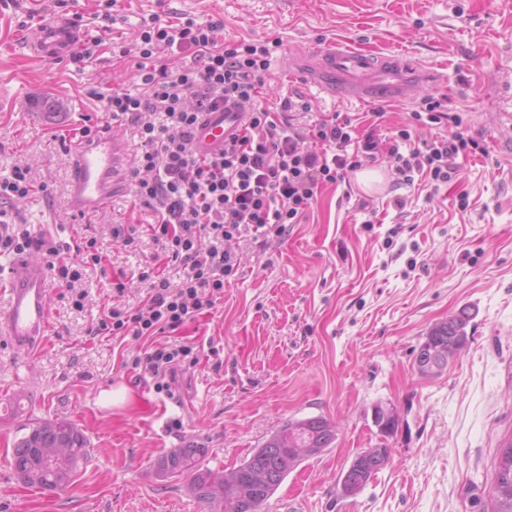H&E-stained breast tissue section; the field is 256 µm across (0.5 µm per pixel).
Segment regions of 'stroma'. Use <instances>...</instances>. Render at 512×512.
Returning <instances> with one entry per match:
<instances>
[{"instance_id":"1","label":"stroma","mask_w":512,"mask_h":512,"mask_svg":"<svg viewBox=\"0 0 512 512\" xmlns=\"http://www.w3.org/2000/svg\"><path fill=\"white\" fill-rule=\"evenodd\" d=\"M111 37L134 45L142 18L222 21L225 41L281 39L269 71L268 102L302 95L319 113L365 129L411 126L415 103H343L310 90L289 56L351 42L378 55L400 53L436 74L421 92L441 100V124L463 125L489 156L458 157L451 181L416 176L397 185L358 174L322 188L306 220L285 237L240 246L241 264L212 314L174 332L195 343L197 367L178 374L172 396L130 369L145 341L95 335L112 304L113 277L138 306V273L160 250L145 227L151 212L132 185L106 214L74 219L73 157L60 136L84 123L130 136L103 99L127 88L133 58L109 47L79 65L46 62L25 47L32 24L87 15L96 0H0V175L27 165L43 191L15 204L11 220L54 241L95 237L110 258L88 268L75 309L51 284L53 323L42 344L17 351L0 341V512H217L193 497L188 476L157 474L169 450L205 448L202 467L232 469L291 419L322 417L335 442L292 471L262 512H492L489 495L501 448L512 440V0H120ZM136 227L135 241L112 227ZM469 308L468 342L444 372L424 377L415 357L435 323ZM123 389L114 404L106 393ZM399 427L383 437L376 407ZM64 417L89 442L90 457L66 488L23 485L11 465L28 426ZM387 445L386 466L356 495L340 473L363 449Z\"/></svg>"}]
</instances>
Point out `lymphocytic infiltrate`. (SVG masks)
Here are the masks:
<instances>
[{
  "instance_id": "1",
  "label": "lymphocytic infiltrate",
  "mask_w": 512,
  "mask_h": 512,
  "mask_svg": "<svg viewBox=\"0 0 512 512\" xmlns=\"http://www.w3.org/2000/svg\"><path fill=\"white\" fill-rule=\"evenodd\" d=\"M221 22L187 17L161 23L142 20L135 47L110 45L113 56L134 57L135 87L113 92L105 109L130 120L135 153L129 177L136 200L153 213V240L161 245L138 275L144 288L140 308L121 303L126 285L114 282L116 303L104 311L97 332L147 340L132 369L150 371L156 393L170 394L177 371L195 368L197 346L159 342L224 297V283L240 266V243L282 236L306 218L320 188L344 181L361 168L386 164L397 182L415 174L441 184L451 180L452 162L468 154L487 155L486 146L464 129L414 145L410 129L382 138L375 129L358 132L350 120L313 115L305 99L261 102L279 41L227 43ZM189 53L190 62L172 66L158 53ZM235 103L247 115L243 133L231 136L221 154L199 159L190 137L202 113ZM37 190L27 167L13 166L0 177V257L42 253L54 279L74 289L85 265H104L108 256L96 238L49 242L30 229L13 227L8 211ZM181 269L178 281L165 274Z\"/></svg>"
}]
</instances>
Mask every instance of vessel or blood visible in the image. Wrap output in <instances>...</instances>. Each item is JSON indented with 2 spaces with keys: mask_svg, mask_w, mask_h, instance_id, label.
I'll use <instances>...</instances> for the list:
<instances>
[{
  "mask_svg": "<svg viewBox=\"0 0 512 512\" xmlns=\"http://www.w3.org/2000/svg\"><path fill=\"white\" fill-rule=\"evenodd\" d=\"M80 37L78 30L60 19L37 27L27 40V48L34 57L51 62L69 54ZM292 67L302 72L319 92L358 102L408 101L429 78L427 70L404 56H375L343 43L293 57ZM243 121V112L233 104L204 113L193 131V151L201 158L219 155L225 139L241 130ZM72 151L71 207L77 214L93 219L109 205V184H120L128 168L129 146L107 131L93 141L73 143ZM14 265L16 272L6 288L8 308L0 311V338L26 350L49 327V285L43 263L21 255L15 258Z\"/></svg>",
  "mask_w": 512,
  "mask_h": 512,
  "instance_id": "b4317fda",
  "label": "vessel or blood"
}]
</instances>
